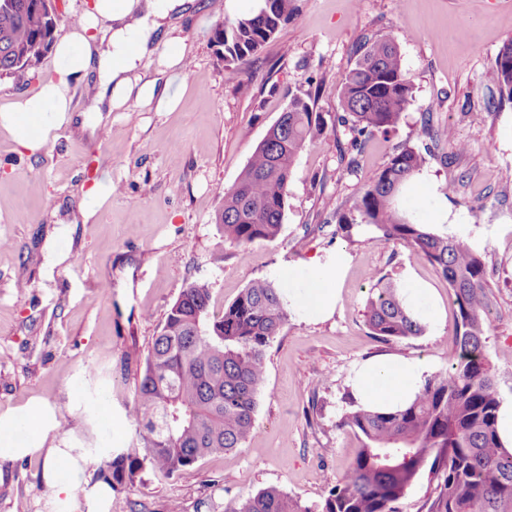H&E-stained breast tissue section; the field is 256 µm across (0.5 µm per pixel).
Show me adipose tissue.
<instances>
[{
	"label": "adipose tissue",
	"instance_id": "ef3b65f1",
	"mask_svg": "<svg viewBox=\"0 0 512 512\" xmlns=\"http://www.w3.org/2000/svg\"><path fill=\"white\" fill-rule=\"evenodd\" d=\"M186 0H94L78 27L57 41L59 62L54 76L40 89L0 107V132L29 154L40 153L52 130L95 136L108 124L109 113L127 107L155 105L170 109L176 98L169 84L177 80L183 61L181 39L171 20L181 15ZM164 32L168 49L163 67L169 82L148 77L145 59L155 54V35ZM84 84L91 97L81 112L72 107L71 89ZM334 268L318 267L306 283L288 280V309L312 316L331 314L336 293L329 282ZM430 372L418 359L376 357L359 362L350 375L354 399L364 408L393 412L406 407ZM45 413L32 404L20 414L0 416V458L21 459L43 454L42 479L50 512H107L109 488L85 479L87 457L75 448L41 449Z\"/></svg>",
	"mask_w": 512,
	"mask_h": 512
}]
</instances>
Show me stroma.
Masks as SVG:
<instances>
[{"label": "stroma", "instance_id": "35a3bbf8", "mask_svg": "<svg viewBox=\"0 0 512 512\" xmlns=\"http://www.w3.org/2000/svg\"><path fill=\"white\" fill-rule=\"evenodd\" d=\"M255 0H190L176 20L184 74L178 104L158 112H116L95 145L61 128L37 155L0 134V414L36 402L67 423L48 430L45 447L129 448V404L145 358L185 283L212 288L221 314L259 277L306 278L311 266L343 261L331 283V317H289L266 351V384L244 448L210 456L191 471L141 472L111 493L108 512H227L275 485L308 505L322 501L361 440L342 418L351 409L349 376L365 358L393 354L448 365L456 305L447 282L401 246L336 233V211L351 208L389 157L429 148L422 173L399 206L411 221L464 233L485 256L491 288L488 355L501 396H512V101L502 98L495 58L512 40V0H296L294 18L262 53L242 64L238 83L210 41L215 25L249 12ZM394 36L412 86L398 124L367 138L351 173L340 159L346 132L299 154L276 240L247 255L224 242L215 222L256 146L303 88L316 111L339 109L340 76L357 46ZM453 131L455 143L443 134ZM463 150H456V143ZM110 175L118 193L96 222L62 231L54 218L77 209L80 186ZM68 261L51 266L52 247ZM430 288L436 326L424 335L381 343L369 334L368 272ZM43 461L0 460V512H45Z\"/></svg>", "mask_w": 512, "mask_h": 512}]
</instances>
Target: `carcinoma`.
Listing matches in <instances>:
<instances>
[{"instance_id":"1","label":"carcinoma","mask_w":512,"mask_h":512,"mask_svg":"<svg viewBox=\"0 0 512 512\" xmlns=\"http://www.w3.org/2000/svg\"><path fill=\"white\" fill-rule=\"evenodd\" d=\"M250 13L212 30L211 42L227 80H241L239 63L258 54L288 22L294 0H258ZM57 37L46 0L0 5V77L36 72ZM501 92L512 98V40L495 60ZM287 108L255 148L236 182L224 191L216 223L224 242L244 252L275 240L287 206L288 184L301 150L343 129L349 149L360 150L375 132L399 122L411 97L401 56L389 34L366 38L339 80L341 111H313L311 93L288 94ZM430 154L405 147L377 172L352 208L338 213L336 233L353 237L359 224L374 240L412 249L448 282L457 307L456 342L448 369L426 378L414 400L395 412L353 409L341 425L362 440L352 462L321 504L307 506L277 486L238 501L229 512H397L396 504L423 470L440 480L427 512H512V452L497 431L500 391L488 356L491 298L482 254L456 234L416 224L397 206L402 187L428 164ZM365 303L370 335L389 343L421 336L395 280L368 275ZM211 288H182L145 360L128 417L134 448L103 459L112 488L134 484L145 468L179 475L214 454L244 447L255 427L265 383L267 347L288 321L281 284L251 281L220 316L210 313Z\"/></svg>"}]
</instances>
